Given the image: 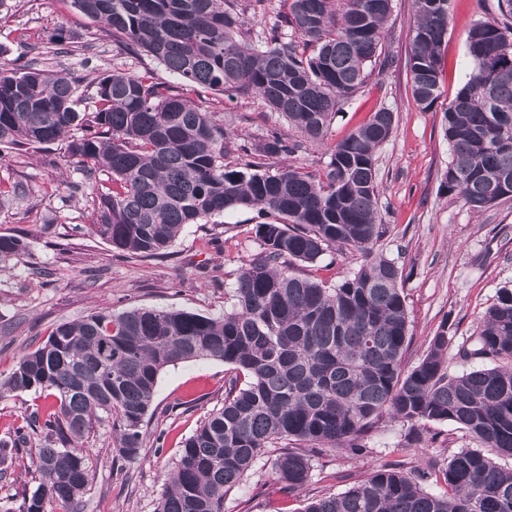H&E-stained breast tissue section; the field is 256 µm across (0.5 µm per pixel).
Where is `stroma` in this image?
I'll use <instances>...</instances> for the list:
<instances>
[{
    "label": "stroma",
    "instance_id": "1",
    "mask_svg": "<svg viewBox=\"0 0 512 512\" xmlns=\"http://www.w3.org/2000/svg\"><path fill=\"white\" fill-rule=\"evenodd\" d=\"M495 0H450V19L441 47L440 97L422 108L411 93L407 58L417 17L412 0H393L386 26L385 53L393 60L384 77H370L337 114L327 143L310 145L292 165L319 175L329 160L328 146L386 107L395 122L377 152V190L387 231L376 253L403 270L411 344L406 364H414L440 326L462 342L481 324L485 310L503 288H512V199L476 213L441 186L450 150L442 130L443 113L466 81L468 37L488 18ZM0 61L35 63L67 76L93 80L115 70L153 69L164 81L171 75L148 56L119 53L97 23L75 11L70 0H6L0 7ZM202 108L216 113L239 141L257 142L276 131L295 130L256 97L228 101L208 91ZM0 179L24 185L25 195L0 200V235L25 240V254L0 266V374L8 375L19 356L46 340L55 325L103 309H176L216 316L230 309L241 270L260 251L256 211L231 210L187 225L160 258H124L88 231L92 194L68 197V183H81L75 161L63 143L32 148L7 157ZM230 367L217 360L181 362L160 375L147 415V438L140 457L117 459L109 425L97 426L84 446L89 485L76 512H154L164 474L176 462L181 443L200 420L224 401ZM34 392L0 394V439L21 423L26 409L51 406ZM409 423L385 419L366 439L363 455L337 449L312 459L307 497L340 494L381 466L399 460L397 446ZM426 445L408 467L442 459L470 447L465 432L450 422L428 423ZM302 512L304 499L281 502L270 467L232 488L224 512Z\"/></svg>",
    "mask_w": 512,
    "mask_h": 512
}]
</instances>
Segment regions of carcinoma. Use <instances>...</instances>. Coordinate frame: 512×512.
I'll return each instance as SVG.
<instances>
[{"mask_svg":"<svg viewBox=\"0 0 512 512\" xmlns=\"http://www.w3.org/2000/svg\"><path fill=\"white\" fill-rule=\"evenodd\" d=\"M266 0H71L102 24L121 51L141 52L178 79L114 71L90 83L94 109L80 112L77 77L28 64H0V161L11 146L67 139V157L93 187L92 233L129 259L156 258L185 226L227 210L259 208L276 221L257 225L261 253L237 278L234 307L220 316L134 308L97 311L57 325L0 378V392H45L55 409L32 410L0 439V480L35 468L38 485L14 510L50 512L88 487L84 437L116 423V455L140 457L144 424L158 379L170 365L219 360L232 366L224 403L181 445L164 475L155 512H224V495L283 441L271 459L277 492L294 499L311 478L312 457L336 448L355 453L384 417L417 425L451 421L475 444L448 460L432 456L413 471L396 461L374 469L304 512H512V289L499 292L478 330L456 355L482 366L453 375L444 324L422 358L404 365L410 344L402 269L373 253L382 233L376 190L377 150L390 138L394 113L381 108L337 142L314 179L299 167L269 171L268 161L323 143L339 104L381 76L392 0H292L289 12L252 43L245 16ZM450 0H414L408 68L415 102L440 97V50ZM469 37L470 68L444 112L451 161L443 187L481 212L512 198V0ZM292 35H287V32ZM203 89L255 94L294 127L239 143L195 98ZM248 158L224 165L231 151ZM351 246L364 261L334 286L316 275L326 253ZM19 237L0 236V264L24 252ZM313 268L305 277L296 263ZM433 480L435 494L421 483Z\"/></svg>","mask_w":512,"mask_h":512,"instance_id":"cac0c4a2","label":"carcinoma"}]
</instances>
